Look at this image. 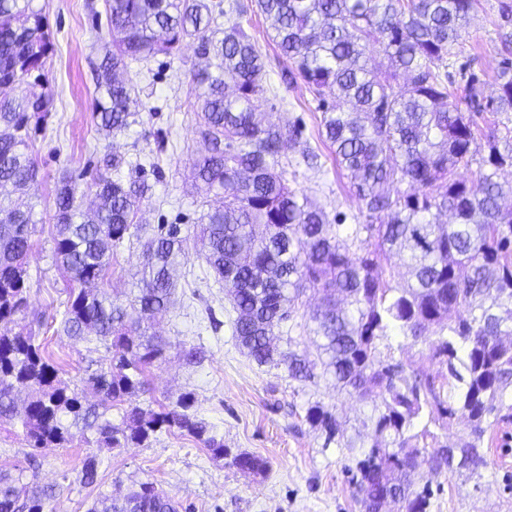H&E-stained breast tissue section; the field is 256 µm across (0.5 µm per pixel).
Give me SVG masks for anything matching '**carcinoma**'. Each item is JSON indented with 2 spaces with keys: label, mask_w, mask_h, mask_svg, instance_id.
<instances>
[{
  "label": "carcinoma",
  "mask_w": 512,
  "mask_h": 512,
  "mask_svg": "<svg viewBox=\"0 0 512 512\" xmlns=\"http://www.w3.org/2000/svg\"><path fill=\"white\" fill-rule=\"evenodd\" d=\"M112 50L98 65L95 112L102 134L131 125L137 90L118 77L130 62L175 55L186 41L216 63L191 70L195 105L203 121L205 153L193 164L209 208L196 234L199 257L227 289L236 317L233 336L258 365L288 368L312 382L315 369L336 391L373 403L371 442L348 444L359 478L364 512H381L397 496L405 512H427L428 487L409 491L420 454L424 417L446 424L466 417L469 438L455 448L435 443L431 468L488 465L483 450L490 418L503 410L512 389V184L498 172L512 168V131L478 141L470 116L450 100L442 71L464 40L477 0H255L272 40L324 107L321 134L348 172L366 210V224L342 227L315 200L288 186L283 148L300 134L296 123L263 122L253 102L265 91L262 55L243 25L214 0H106ZM377 51L385 67L368 66ZM53 53L46 17L34 0H0V325L15 322L27 302L25 257L33 206L19 199L37 182L33 134L44 125L51 95L36 90L37 73ZM497 94L480 98V81L467 80L469 102L479 112H512V33L502 41ZM332 96L336 104L326 106ZM504 146H499V143ZM484 168L459 173L482 148ZM405 184L391 195L388 187ZM152 186L144 179L100 174L86 184L93 207L77 202L78 184L62 177L55 188V265L68 274L61 330L90 336L104 347L100 367L82 388L58 380L34 337L0 332V418L18 420L31 447L71 442L62 417L96 433L100 448L146 447L156 433L176 429L201 440L217 457L224 442L195 414L191 394L155 412L133 406L122 424L101 420L98 407L124 403L144 386V373L165 358L168 343L146 335L156 314L168 309L174 273L187 258L178 224L139 235L137 214ZM447 213L451 221L439 223ZM141 242L143 262L122 288L98 287L112 273V255L126 241ZM397 259L409 278L394 287L382 265ZM321 296L314 316L323 358L311 361L278 343L283 325L306 291ZM430 327L438 336L427 341ZM428 344L429 356L448 374L409 373L401 361L377 358L391 331ZM30 392L22 406L13 392ZM99 404L86 402V392ZM306 419L329 435L336 419L318 403ZM231 465L262 472L265 462L240 453ZM55 487L23 468L0 471V512H45ZM88 512H178L153 484L126 495L97 497Z\"/></svg>",
  "instance_id": "1"
}]
</instances>
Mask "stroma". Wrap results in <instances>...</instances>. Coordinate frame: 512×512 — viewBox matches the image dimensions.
Segmentation results:
<instances>
[{
  "mask_svg": "<svg viewBox=\"0 0 512 512\" xmlns=\"http://www.w3.org/2000/svg\"><path fill=\"white\" fill-rule=\"evenodd\" d=\"M247 31L266 63V93L257 102L265 120L299 122L302 134L287 149L289 185L318 201L329 214L355 223L362 205L346 172L337 166L330 144L320 138L322 111L302 79L283 82L291 64L270 37V23L242 0ZM47 19L54 54L43 82L52 97L50 116L33 142L39 175L28 198L39 219L26 256L29 292L25 321L37 342L61 368L68 386L89 374L103 355L96 342L75 341L60 330L67 278L53 260L54 190L62 173L86 184L112 155L141 159L152 186L141 206L144 231L177 224L192 237L202 211V195L189 177V165L201 146V127L193 106L189 72L203 66L195 44L179 57L162 55L132 64L124 79L142 101L135 123L108 139L94 120L96 65L109 41L104 0H36ZM512 32V0H478L469 34L448 69L459 108H466L469 75L482 82L484 98L496 90L502 33ZM311 149L320 165L309 168L300 153ZM178 288L168 312L154 329L171 343L163 361L145 378L132 404L160 410L192 393L198 418L222 438L230 455L247 453L267 464L265 473L244 472L229 457H214L203 443L179 431H164L145 448H100L90 431L71 427L72 441L62 447L31 448L20 423L0 422V469L23 468L56 488L49 512H88L98 494L121 496L138 482H150L171 496L179 512H364L354 496L356 471L349 441L368 437L371 403L357 395L336 393L327 380L304 385L290 378L287 367L260 366L242 353L232 334V307L223 289L196 254L176 270ZM317 301L307 295L288 322L291 350L309 359L318 356L312 319ZM381 358L403 360L416 372H441L424 344L390 332ZM320 403L336 418L343 443H329L324 432L306 419L311 403ZM485 446L489 464L479 473L467 470L432 473L420 462L417 487L431 490L429 512H512V420L493 425ZM96 456V485L81 481L87 456Z\"/></svg>",
  "mask_w": 512,
  "mask_h": 512,
  "instance_id": "35a3bbf8",
  "label": "stroma"
}]
</instances>
